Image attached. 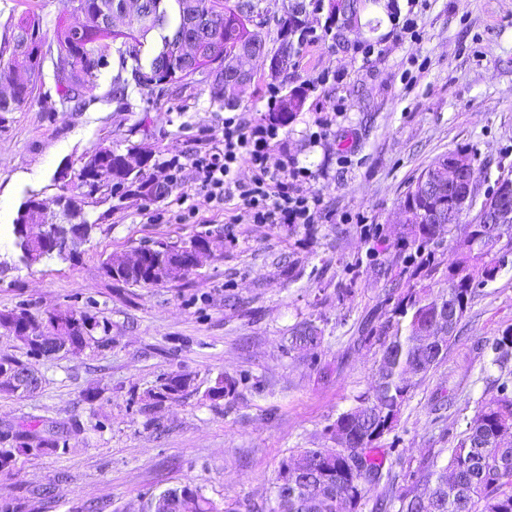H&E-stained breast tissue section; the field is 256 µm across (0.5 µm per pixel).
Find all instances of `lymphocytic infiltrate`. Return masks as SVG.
<instances>
[{"mask_svg": "<svg viewBox=\"0 0 512 512\" xmlns=\"http://www.w3.org/2000/svg\"><path fill=\"white\" fill-rule=\"evenodd\" d=\"M279 131L277 124L261 117L250 120L236 114L225 117L219 145L195 153L187 163L180 157H172L166 164L167 182L180 185L185 167L190 166L210 201L220 204L239 198L250 223H319L324 211L322 201L304 189L313 176L312 171L293 160L277 166L270 162ZM243 164L253 172L247 183L235 176Z\"/></svg>", "mask_w": 512, "mask_h": 512, "instance_id": "obj_1", "label": "lymphocytic infiltrate"}]
</instances>
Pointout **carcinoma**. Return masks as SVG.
<instances>
[{
  "mask_svg": "<svg viewBox=\"0 0 512 512\" xmlns=\"http://www.w3.org/2000/svg\"><path fill=\"white\" fill-rule=\"evenodd\" d=\"M93 15L111 16L122 10L123 0H81ZM262 0H178L179 11L170 16V0H142L141 6L125 14L124 29L111 26L77 29L63 16L56 18L54 41L62 75L55 77L61 98L80 99L95 90L101 68L112 53L118 56L122 69H130L131 81L141 95L149 97L156 88L178 85L187 80H212L215 99L224 100L221 78L223 63L207 53L203 60L191 66L184 61L179 38L180 30L192 28L205 31L215 23L219 36V51L242 54L254 41H264L263 27L272 20L284 35H291L304 5L297 0L281 16L267 17L260 7ZM44 17L34 11L25 12L11 24L10 33L0 45V76L11 82L22 73L42 75L50 49L46 48L43 31ZM8 61H3L4 55ZM34 85L20 92L16 99L0 97V112H13L26 103ZM304 106L302 94L293 92L269 114V120L284 125ZM100 156L98 172L112 175L114 187L146 200L159 198L158 183L146 176L151 158L136 167H125L123 154L114 149H97ZM106 186V180L91 173L79 172V193L63 194L64 204L46 218L37 211L36 197H28L19 207L13 224L14 246L19 260L27 266L53 257L52 249L32 244L22 233L21 221L49 225L54 239L65 236L74 224H82L92 232L94 225L83 208V197ZM437 226L425 224L414 213L408 218V234L419 249L437 245ZM457 230V259L448 267L445 287L432 291L427 285H412L397 297L392 309L378 325L364 329L360 341L379 344L381 356L372 393L358 397L359 405L341 414L330 426L331 435L345 441V453H333L328 448H305L282 462L271 487L269 512H362L365 495L370 487L380 488L372 505L373 512H512V370L505 365L512 358V331H506L490 344L492 364L500 369L497 393L481 404L466 420L465 428L455 436L446 460L433 457L402 476L384 469L385 449L379 440L391 431L411 396L413 388L442 359L453 336L436 322V310L453 304L458 318H463L478 289L496 278L500 267L512 255V224L505 225L498 235L503 244L497 259L486 260L490 252L483 250L481 241L486 234L483 224L468 220L453 224ZM178 244L158 242L147 248L149 258L138 271L124 272L115 280L126 284L156 285L178 278V272L168 275L158 265H169L170 251ZM68 319L77 324L69 342L50 348L34 344L30 333L58 321L61 315L49 311L38 322L24 311L0 313V325L11 320L8 328L27 346L28 352L50 358L61 350L81 352L95 341L100 328L95 317L66 310ZM430 323L434 342L425 346L415 336L414 321ZM291 345L314 348L321 342L318 330L302 323L288 337ZM192 384L183 374L170 375L160 385L159 397L175 396ZM58 446L53 435L43 436L31 430H19L12 444L0 448V468L10 465L15 454L32 448ZM147 512H260L241 502L218 504L206 497L196 485L185 483L155 495L146 505Z\"/></svg>",
  "mask_w": 512,
  "mask_h": 512,
  "instance_id": "cac0c4a2",
  "label": "carcinoma"
}]
</instances>
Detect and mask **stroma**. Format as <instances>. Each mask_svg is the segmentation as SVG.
Here are the masks:
<instances>
[{
  "instance_id": "1",
  "label": "stroma",
  "mask_w": 512,
  "mask_h": 512,
  "mask_svg": "<svg viewBox=\"0 0 512 512\" xmlns=\"http://www.w3.org/2000/svg\"><path fill=\"white\" fill-rule=\"evenodd\" d=\"M28 10L52 20L65 0H0V40ZM303 43L280 78L264 59L234 108L190 82L142 98L135 87L115 98L120 71L110 56L97 89L62 103L51 64L32 99L0 115V219L13 224L20 204L65 194L61 169L77 175L106 146L137 147L160 181L167 161L215 145L229 112L267 115L268 84L306 102L281 127L273 161L291 158L314 173L306 189L323 201L317 224H253L239 199L216 204L186 169L160 202L100 192L85 200L95 223L73 258L20 262L12 234L0 236V312L41 317L53 308L86 312L103 324L80 353L30 355L0 326V354L38 372L30 394L0 392V442L22 423L59 429V447L17 455L0 469V503L10 512H142L147 498L184 483L217 501L269 506L280 463L302 448H328V425L370 393L378 346L360 344L364 323H380L389 290L404 291L421 257L401 222L400 204L439 155L475 151L480 194L512 176V0H388L365 9L346 39L329 33L326 10L306 9ZM412 29H403V20ZM339 74V87L316 86ZM346 109L323 136L316 122L336 100ZM191 223H178L184 206ZM163 213L162 221L149 219ZM204 235L212 257L193 273L157 286L115 281L103 269L157 241ZM301 322L324 339L290 348ZM512 330V261L481 288L444 359L413 390L393 430L380 440L399 474L450 447L467 418L495 393L498 366L488 349ZM190 375L192 386L157 399L163 378ZM230 378L235 390L211 400Z\"/></svg>"
}]
</instances>
